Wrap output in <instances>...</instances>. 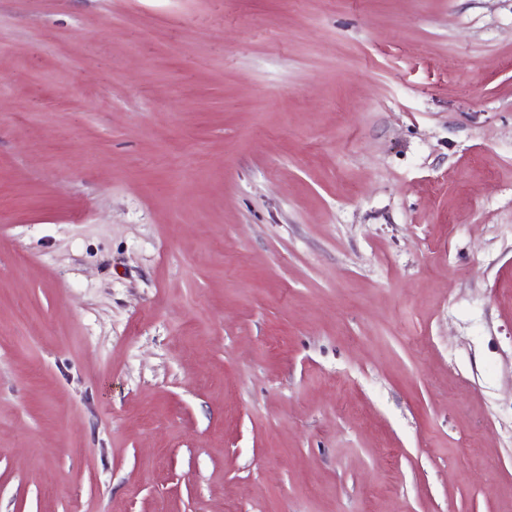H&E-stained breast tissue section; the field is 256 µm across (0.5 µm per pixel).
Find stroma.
<instances>
[{"label":"stroma","mask_w":512,"mask_h":512,"mask_svg":"<svg viewBox=\"0 0 512 512\" xmlns=\"http://www.w3.org/2000/svg\"><path fill=\"white\" fill-rule=\"evenodd\" d=\"M0 512H512V0H0Z\"/></svg>","instance_id":"stroma-1"}]
</instances>
